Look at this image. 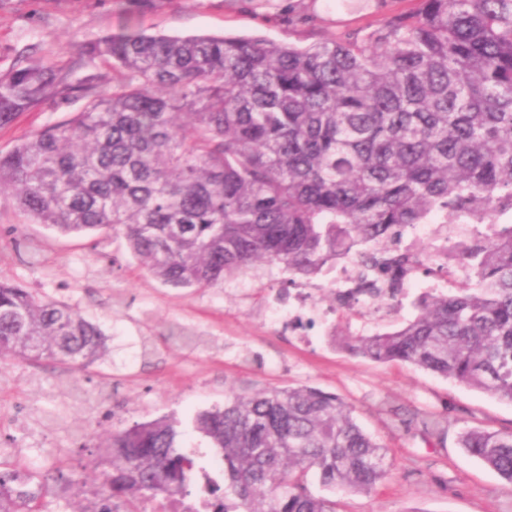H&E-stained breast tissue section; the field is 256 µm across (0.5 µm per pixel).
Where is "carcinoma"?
<instances>
[{"label":"carcinoma","mask_w":512,"mask_h":512,"mask_svg":"<svg viewBox=\"0 0 512 512\" xmlns=\"http://www.w3.org/2000/svg\"><path fill=\"white\" fill-rule=\"evenodd\" d=\"M367 35L308 46L265 36L125 31L65 64L0 76V127L62 93L80 109L0 153V194L62 234L121 237L151 277L209 288L263 265L312 279L336 260L387 263L404 285V232L433 214L492 221L512 208V0H417ZM97 63L112 85L78 76ZM470 280L426 293L401 328L334 342L512 402V224L465 248ZM101 328L73 305L0 280V363L104 358ZM425 436L446 421L423 415ZM165 415L109 435L107 512L190 498L192 455ZM224 462L215 512H338L393 461L339 396L270 388L198 413ZM460 447L512 485V429L465 426ZM35 496L0 473V512Z\"/></svg>","instance_id":"carcinoma-1"}]
</instances>
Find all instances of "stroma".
<instances>
[{
  "label": "stroma",
  "instance_id": "stroma-1",
  "mask_svg": "<svg viewBox=\"0 0 512 512\" xmlns=\"http://www.w3.org/2000/svg\"><path fill=\"white\" fill-rule=\"evenodd\" d=\"M416 0H369L367 9H326L324 0H157L128 19L123 0H0V74L25 60L63 62L79 46L131 27L180 36L264 35L308 45L371 31ZM78 103L54 95L0 128V152L68 119ZM0 280L80 309L106 335L108 354L72 373L59 363L0 365V458L41 487L40 512L96 508L97 480L111 465L101 442L113 430L173 414L183 451L215 469L195 416L227 392L313 386L343 397L361 426L388 448L389 477L369 493L341 496L343 512H512V486L459 448L462 426L512 428V403L393 362L376 363L334 345L319 322L306 344L265 325L271 293L290 287L272 267L196 290L152 278L122 239L64 235L28 222L0 195ZM205 336L195 349L171 344L169 322ZM447 417L448 432L424 439L413 412Z\"/></svg>",
  "mask_w": 512,
  "mask_h": 512
}]
</instances>
